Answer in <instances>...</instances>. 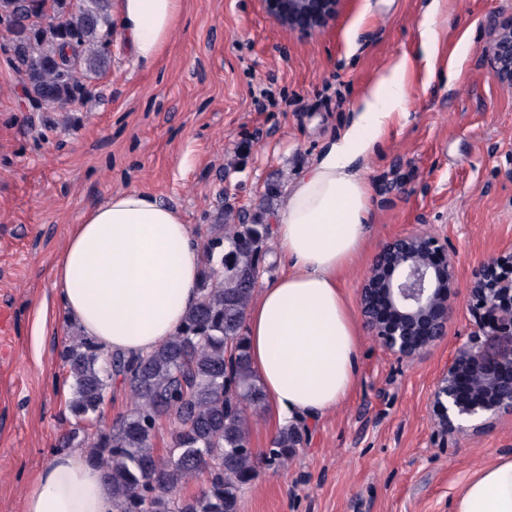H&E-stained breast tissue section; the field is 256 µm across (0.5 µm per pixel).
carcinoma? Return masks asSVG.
Instances as JSON below:
<instances>
[{
  "mask_svg": "<svg viewBox=\"0 0 512 512\" xmlns=\"http://www.w3.org/2000/svg\"><path fill=\"white\" fill-rule=\"evenodd\" d=\"M0 0V28L30 100L59 111L87 92L81 71L99 72L112 44L111 0ZM268 224L246 213L213 224L203 241L198 299L180 332L145 357L105 353L89 336L69 337L61 351L73 379L74 427L53 451L81 447L112 486L115 512H237L238 493L258 474L288 458L300 437L282 427L270 448L249 446L247 410L265 395L245 345V315L268 254ZM130 392L131 406L94 434L112 384ZM173 419L171 446L160 454V422ZM199 493L182 494L194 478Z\"/></svg>",
  "mask_w": 512,
  "mask_h": 512,
  "instance_id": "carcinoma-1",
  "label": "carcinoma"
}]
</instances>
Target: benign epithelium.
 <instances>
[{"label":"benign epithelium","mask_w":512,"mask_h":512,"mask_svg":"<svg viewBox=\"0 0 512 512\" xmlns=\"http://www.w3.org/2000/svg\"><path fill=\"white\" fill-rule=\"evenodd\" d=\"M341 0H263L270 18L308 33L338 11ZM494 55L500 83L512 87V19L497 30ZM456 262L442 237L412 231L385 240L360 288L366 328L398 360H413L448 335L456 294ZM470 309L475 338L448 358L430 398L434 424L445 435L480 431L512 416V248L501 249L472 272ZM485 336L483 343L476 340Z\"/></svg>","instance_id":"7a95c632"}]
</instances>
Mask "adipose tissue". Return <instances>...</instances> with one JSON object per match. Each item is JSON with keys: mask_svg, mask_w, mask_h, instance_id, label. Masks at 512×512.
Wrapping results in <instances>:
<instances>
[{"mask_svg": "<svg viewBox=\"0 0 512 512\" xmlns=\"http://www.w3.org/2000/svg\"><path fill=\"white\" fill-rule=\"evenodd\" d=\"M182 0H117V20L138 61H155ZM407 63L383 71L349 126L287 189L273 218L281 273L258 288L245 318L246 346L273 427L313 422L356 385L360 329L342 288L370 233L372 187L361 167L395 121L407 118ZM201 249L182 211L136 189L112 193L73 225L52 267L68 322L103 351L151 353L182 326L197 300ZM24 512H113L112 488L77 451L36 472ZM453 512H512V456L478 467Z\"/></svg>", "mask_w": 512, "mask_h": 512, "instance_id": "ef3b65f1", "label": "adipose tissue"}]
</instances>
